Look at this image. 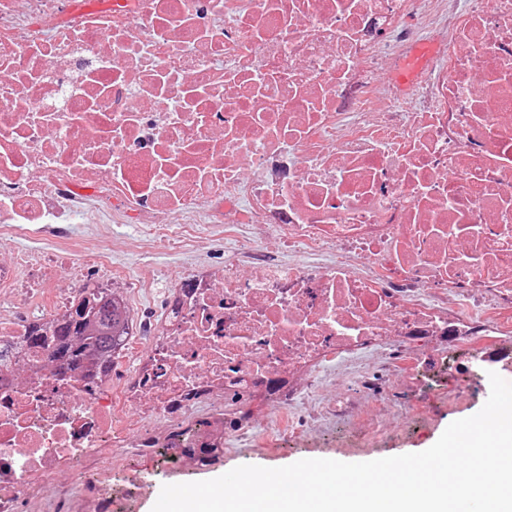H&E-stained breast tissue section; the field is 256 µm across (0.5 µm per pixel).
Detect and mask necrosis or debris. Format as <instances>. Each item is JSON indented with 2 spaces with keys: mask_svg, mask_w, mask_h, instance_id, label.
Instances as JSON below:
<instances>
[{
  "mask_svg": "<svg viewBox=\"0 0 512 512\" xmlns=\"http://www.w3.org/2000/svg\"><path fill=\"white\" fill-rule=\"evenodd\" d=\"M91 212L224 241L92 388L23 341L77 297L42 240ZM0 288V512H129L149 485L103 459L273 426L369 448L439 370L466 400L512 366V0H0ZM433 52V47L428 43H421L413 47L390 74L392 84L402 90L410 88L418 72L429 61Z\"/></svg>",
  "mask_w": 512,
  "mask_h": 512,
  "instance_id": "necrosis-or-debris-1",
  "label": "necrosis or debris"
}]
</instances>
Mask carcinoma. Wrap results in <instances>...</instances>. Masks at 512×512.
<instances>
[{
  "mask_svg": "<svg viewBox=\"0 0 512 512\" xmlns=\"http://www.w3.org/2000/svg\"><path fill=\"white\" fill-rule=\"evenodd\" d=\"M128 329L116 298L105 288L92 287L83 289L62 316L43 324L34 322L26 342L34 348H51L60 371L107 372Z\"/></svg>",
  "mask_w": 512,
  "mask_h": 512,
  "instance_id": "1",
  "label": "carcinoma"
}]
</instances>
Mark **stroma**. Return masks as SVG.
Returning a JSON list of instances; mask_svg holds the SVG:
<instances>
[{
  "instance_id": "stroma-1",
  "label": "stroma",
  "mask_w": 512,
  "mask_h": 512,
  "mask_svg": "<svg viewBox=\"0 0 512 512\" xmlns=\"http://www.w3.org/2000/svg\"><path fill=\"white\" fill-rule=\"evenodd\" d=\"M70 241L69 257L76 258L97 247L107 248L112 263L126 270L130 276L151 279L155 296H162L179 274L206 265H217L224 261L223 241H205L198 250L176 252L164 246L150 250L136 248L134 239L136 227L132 224H99L87 217L68 227ZM490 393L487 373L477 372L470 382V398L462 404L444 402L428 398L430 414L428 423L412 422L394 429L380 443L379 447L360 451L347 447L349 431L345 425L330 426L320 439L324 446V458L342 462H365L380 458L417 453L431 447L453 421L477 413ZM312 449L307 448L299 435L277 436L260 440L249 450L232 457L217 456L214 464L201 466L188 465L176 458L167 461L152 458L131 460L127 467L113 471V485H122L128 474L148 472L152 475L154 489L168 484L169 472H176L181 482H194L218 477L240 465H260L281 467L301 459L313 457Z\"/></svg>"
}]
</instances>
